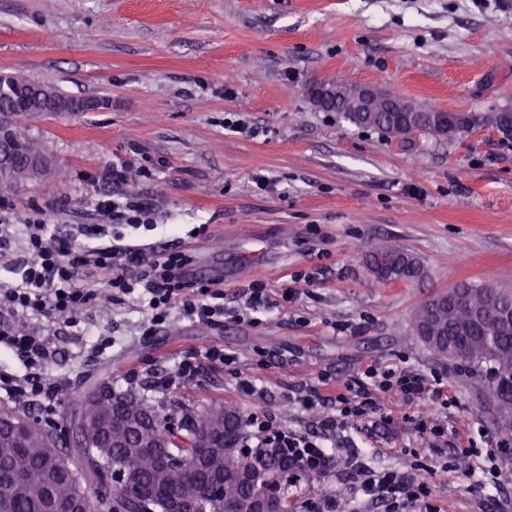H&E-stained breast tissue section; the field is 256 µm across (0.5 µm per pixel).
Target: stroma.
Instances as JSON below:
<instances>
[{"label":"stroma","instance_id":"obj_1","mask_svg":"<svg viewBox=\"0 0 512 512\" xmlns=\"http://www.w3.org/2000/svg\"><path fill=\"white\" fill-rule=\"evenodd\" d=\"M0 72L110 102L25 117L62 177L0 192V223L40 210L58 224L100 223L98 200L112 191L104 174L128 160L123 190L150 204L155 227H121L124 243L176 239L219 263L237 236L263 238L270 251L267 264L224 284L228 310L263 284L273 307L255 321L176 320L147 336L144 316L115 304L89 313L92 336L113 339L102 354L92 336L57 325L56 427L68 420L70 390L105 380L151 401L153 374L220 345L233 370L207 368L166 395L245 416L260 403L273 426L317 436L333 468L290 486L292 500L346 495L355 450L378 471L432 467L441 512L512 504V452L499 460L509 480L499 492L462 476L471 458L448 468L451 449L493 442L491 415L471 368L436 356L409 324L420 303L461 282L512 291V137L485 126L392 140L305 94L315 81L371 84L436 109L512 108V0H0ZM236 120L258 136L231 132ZM378 245L414 253L422 278L376 281ZM302 273L315 282H298ZM292 285L298 293L284 301ZM371 364L422 372L448 399L407 408L383 393L360 432L321 431L335 402L309 409L303 397L321 376L341 388ZM239 375L255 378L262 402L238 387ZM432 419L458 434L419 433Z\"/></svg>","mask_w":512,"mask_h":512}]
</instances>
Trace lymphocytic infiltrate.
I'll return each mask as SVG.
<instances>
[{"label": "lymphocytic infiltrate", "mask_w": 512, "mask_h": 512, "mask_svg": "<svg viewBox=\"0 0 512 512\" xmlns=\"http://www.w3.org/2000/svg\"><path fill=\"white\" fill-rule=\"evenodd\" d=\"M23 239L24 254L16 261L21 280L0 289V344L10 346L26 367L24 375L0 373V391L8 401L35 404L52 411L60 391L49 375L56 351L39 332L27 329L26 320L55 323L64 319L67 327H78L84 310L127 303L147 315L148 330H156L178 317L190 322L220 323L231 317L241 321L268 309L262 286L252 288L243 309H224V291L213 281H190L183 269L192 256L169 242L148 248L137 246H93L75 249L73 230L50 228L47 215L26 224L0 225V252L10 251L13 239ZM105 274L102 287L87 280L89 270ZM223 347L212 346L202 354L183 356L174 373L157 374L151 390L170 389L176 380H192L212 364H233ZM396 392L403 402L421 398L440 401L444 389L422 373L399 368L368 366L363 377L348 383L337 393L336 412L323 420L326 430H362L376 410V396ZM250 436L257 447L280 448L301 464L305 473L323 476L333 459L322 443L282 429L273 428L263 410L249 416ZM347 482L350 495L364 494L385 502L389 512H405L410 505L428 503L433 497L430 467L418 468L413 476L394 472L377 473L357 453L348 457Z\"/></svg>", "instance_id": "lymphocytic-infiltrate-1"}]
</instances>
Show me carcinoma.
I'll use <instances>...</instances> for the list:
<instances>
[{
  "label": "carcinoma",
  "instance_id": "cac0c4a2",
  "mask_svg": "<svg viewBox=\"0 0 512 512\" xmlns=\"http://www.w3.org/2000/svg\"><path fill=\"white\" fill-rule=\"evenodd\" d=\"M395 97L386 96L374 104V111L356 125L380 131L389 138L406 139L409 131L389 112ZM27 112L9 88L0 89V146L8 149L13 161L0 168V192L19 184L42 180L54 169L43 162L42 148L28 138L20 123ZM435 110L415 113L418 130L442 135L427 117ZM512 120V111L470 114L468 122L493 125L497 119ZM466 128L461 124L446 133L453 136ZM383 257L395 270V278L413 281L422 273L419 259L412 253L380 246L370 258ZM412 331L428 348L448 359L458 356L479 370L489 365L483 385L486 405L492 411L496 428L512 432V294L489 285L461 283L451 291L431 296L411 316ZM112 394L91 398L89 391H76L74 420L80 423L89 447L75 446L61 454L46 443L54 440L48 430H40L36 442L21 439L11 424L22 415L11 405H0V512H71L70 505L81 499L94 502L93 512H141V502L151 512H167L172 498L193 499L198 512H248L250 500L259 492L278 502V512H294L284 482L288 473L300 472L291 464L280 468L274 462L282 456L267 448L249 449L243 416L231 406L169 403L158 410L133 393H121L103 382ZM207 436L211 447L201 459L196 448L179 445L177 440ZM148 438L168 442L185 461V466L164 469L158 463L157 448L145 447ZM130 469L135 480L128 486L115 479L111 500L100 498L110 470ZM240 473L251 475L243 481Z\"/></svg>",
  "mask_w": 512,
  "mask_h": 512
}]
</instances>
